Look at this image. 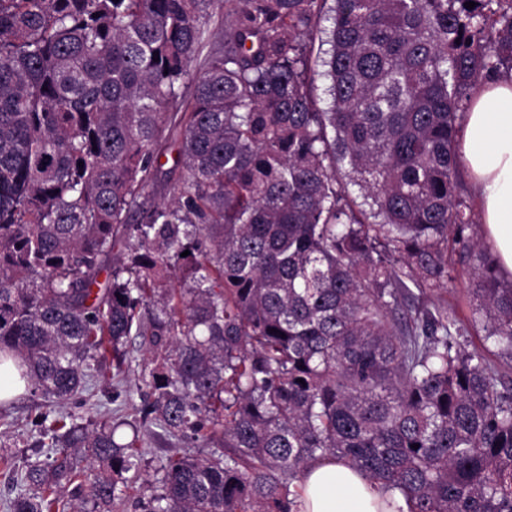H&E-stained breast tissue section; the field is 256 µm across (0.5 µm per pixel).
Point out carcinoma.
I'll return each mask as SVG.
<instances>
[{
  "mask_svg": "<svg viewBox=\"0 0 512 512\" xmlns=\"http://www.w3.org/2000/svg\"><path fill=\"white\" fill-rule=\"evenodd\" d=\"M322 2L0 0V355L61 402L142 338L143 419L212 451L167 456L139 512H293L324 455L410 512H512V282L458 154L512 0H334L318 109ZM162 138L184 175L147 207ZM457 270L480 347L431 299ZM41 423L46 460L0 454L7 512H120L138 434ZM333 5V2L331 0H328L322 15L321 19L319 20L317 26L313 29V31L305 37V41L308 43L309 46H311V60L312 65L315 63L317 66H315V69L317 71H321L322 67L320 66V60L322 57H324V52L329 48L327 44H325L326 40V31L331 26V22L328 19L330 17V13L328 12V8Z\"/></svg>",
  "mask_w": 512,
  "mask_h": 512,
  "instance_id": "cac0c4a2",
  "label": "carcinoma"
}]
</instances>
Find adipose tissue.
<instances>
[{"mask_svg": "<svg viewBox=\"0 0 512 512\" xmlns=\"http://www.w3.org/2000/svg\"><path fill=\"white\" fill-rule=\"evenodd\" d=\"M459 153L474 184L484 235L512 276V74L478 85ZM298 512H408L399 490L370 481L334 457L308 468Z\"/></svg>", "mask_w": 512, "mask_h": 512, "instance_id": "1", "label": "adipose tissue"}]
</instances>
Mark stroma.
Returning a JSON list of instances; mask_svg holds the SVG:
<instances>
[{
    "instance_id": "stroma-1",
    "label": "stroma",
    "mask_w": 512,
    "mask_h": 512,
    "mask_svg": "<svg viewBox=\"0 0 512 512\" xmlns=\"http://www.w3.org/2000/svg\"><path fill=\"white\" fill-rule=\"evenodd\" d=\"M160 163L154 182L145 191L146 201L150 204L172 197L178 186L183 174L178 144L166 146ZM126 351L123 384L115 388L90 382L86 391L60 405L59 411L86 425L102 420L119 423V431L124 435L131 434L133 428H140L139 447L143 453L140 478L124 507L125 512H134V498L158 482L162 476L160 466L166 456L179 453L203 459L209 456L210 449L201 440L169 437L158 426L142 419L139 409L146 390L142 374L149 365L150 355L136 338L127 343ZM47 409V399L29 388L12 403L0 407V451L12 452L17 466L45 459L46 450L33 422Z\"/></svg>"
}]
</instances>
